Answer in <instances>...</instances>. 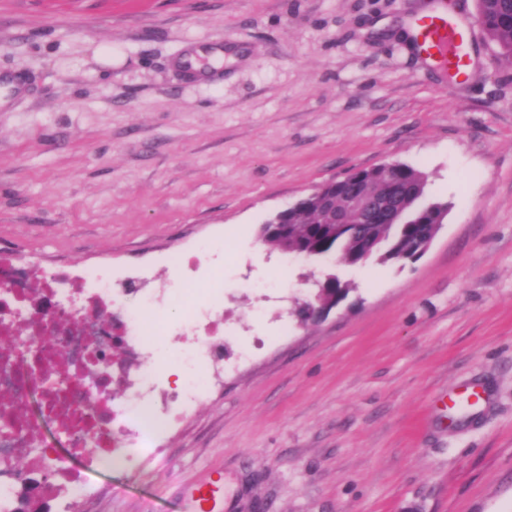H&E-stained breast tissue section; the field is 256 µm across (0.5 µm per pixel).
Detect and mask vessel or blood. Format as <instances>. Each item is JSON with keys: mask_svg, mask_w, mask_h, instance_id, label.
<instances>
[{"mask_svg": "<svg viewBox=\"0 0 512 512\" xmlns=\"http://www.w3.org/2000/svg\"><path fill=\"white\" fill-rule=\"evenodd\" d=\"M412 36L421 54L434 67L450 73L457 80H465L471 66L470 43L472 29L446 0L418 17L413 23ZM224 45L205 46L203 53H187L180 60L183 73L201 78L223 69ZM22 91L19 73L0 72V109L13 101ZM224 479L216 477L204 483L187 485L183 492L184 512H223Z\"/></svg>", "mask_w": 512, "mask_h": 512, "instance_id": "obj_1", "label": "vessel or blood"}]
</instances>
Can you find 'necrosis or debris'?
Listing matches in <instances>:
<instances>
[{"mask_svg":"<svg viewBox=\"0 0 512 512\" xmlns=\"http://www.w3.org/2000/svg\"><path fill=\"white\" fill-rule=\"evenodd\" d=\"M0 512H12L20 477L5 461L36 457L42 468L56 471L54 495L63 508L80 503L88 483L64 466V457L93 464L125 440L132 456L145 446L146 428L176 422V409L195 406L212 376L214 336L220 333L219 305L223 291L190 311L187 324L194 340L173 361L190 376L157 403V383L151 366L117 362L113 338L122 334L135 353L151 347L145 320L160 306L148 297L130 306L124 289L113 280L111 268L72 267L43 276L32 287L31 270L0 258ZM40 392L43 417L57 427L55 442L42 438L40 420L27 412L28 398Z\"/></svg>","mask_w":512,"mask_h":512,"instance_id":"obj_1","label":"necrosis or debris"}]
</instances>
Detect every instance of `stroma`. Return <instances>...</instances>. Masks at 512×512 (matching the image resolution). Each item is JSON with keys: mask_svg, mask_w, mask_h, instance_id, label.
Masks as SVG:
<instances>
[{"mask_svg": "<svg viewBox=\"0 0 512 512\" xmlns=\"http://www.w3.org/2000/svg\"><path fill=\"white\" fill-rule=\"evenodd\" d=\"M424 0H0V70L31 81L0 112V256L224 284L221 386L155 434L139 468H85L79 512H182L224 471V512H512V62L474 37L468 83L407 34ZM224 44V69L177 60ZM112 55L111 66L100 61ZM415 165L448 202L416 262L290 258L261 224L315 187ZM334 274L353 290L293 310ZM186 295L163 308L183 342ZM486 402L448 414L453 386Z\"/></svg>", "mask_w": 512, "mask_h": 512, "instance_id": "35a3bbf8", "label": "stroma"}]
</instances>
